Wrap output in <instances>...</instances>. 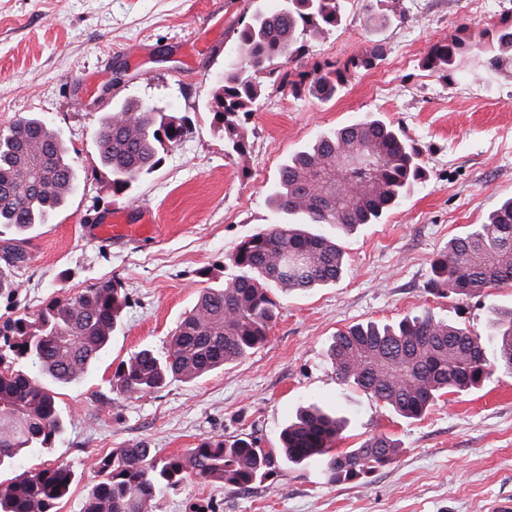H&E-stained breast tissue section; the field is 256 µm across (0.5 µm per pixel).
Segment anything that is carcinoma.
Returning a JSON list of instances; mask_svg holds the SVG:
<instances>
[{
	"label": "carcinoma",
	"mask_w": 512,
	"mask_h": 512,
	"mask_svg": "<svg viewBox=\"0 0 512 512\" xmlns=\"http://www.w3.org/2000/svg\"><path fill=\"white\" fill-rule=\"evenodd\" d=\"M376 5L384 21L402 16L399 0ZM344 9L345 0H288V6L257 12L233 30L234 61L224 67L210 102L228 154L246 163L244 123L265 80L273 77L293 95L307 92L327 101L354 73L375 65L378 46L343 63L304 61L306 42L339 26ZM476 57L494 68L512 67V14L477 40L455 34L436 41L424 65L452 74ZM290 62L294 69L279 70ZM187 131L186 117L135 99L101 116L95 146L112 192L131 195L160 163V152ZM425 179L418 151L382 119L366 117L317 135L282 164L268 195L275 221L238 245L233 277L200 291L166 352L142 349L122 360L110 380L112 391L132 397L156 392L172 379L193 382L263 347L278 318L274 292L335 284L346 266L341 234L379 223ZM79 181L61 130L39 115L19 117L0 133V234L6 229L23 236L47 223ZM0 260V295L12 297L20 284L6 270L26 262L27 254L8 243L0 247ZM509 283L512 197L486 222L448 240L431 260L427 288L463 299ZM127 306L125 289L112 279L0 324V470L53 446L65 429L55 388L88 375ZM329 358L340 382L402 418L420 420L446 393L476 389L496 370L512 375V308H492L484 337L429 312L358 323L336 333ZM342 431V419L305 403L280 432L278 452L288 464L322 463L334 483L360 480L394 462L399 445L385 434L335 451ZM272 458L254 438L229 441L221 435L183 454L159 456L142 444L114 448L96 460L98 481L82 512H160L167 493L186 482L247 490L267 474ZM74 477L69 463L25 470L0 483V512H56Z\"/></svg>",
	"instance_id": "carcinoma-1"
}]
</instances>
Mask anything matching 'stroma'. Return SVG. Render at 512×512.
<instances>
[{
    "label": "stroma",
    "instance_id": "stroma-1",
    "mask_svg": "<svg viewBox=\"0 0 512 512\" xmlns=\"http://www.w3.org/2000/svg\"><path fill=\"white\" fill-rule=\"evenodd\" d=\"M400 3L403 18L369 24L367 0H346L342 24L310 45V59L343 60L375 41L381 60L328 102L266 85L242 164L224 151L210 95L233 56L234 27L278 0H0V131L31 113L45 117L61 129L81 172L67 207L25 243L28 260L12 272L21 288L0 296V322L17 308L34 312L49 297L112 277L129 297L91 375L59 390L63 434L19 463L23 471L75 467L58 512H81L97 481L92 462L112 449L144 443L162 456L182 454L213 435L253 436L274 448L307 399L347 418L339 449L383 433L400 447L394 463L364 482L334 483L321 465L277 458L248 491L189 482L169 494L163 512H498L512 500V377L497 372L478 390L444 394L409 422L343 385L327 355L336 331L357 323L428 312L481 334L492 307L512 306V285L468 299L426 287L430 262L448 240L512 197V70L475 59L444 77L423 65L431 44L458 32L479 37L512 10V0ZM127 99L192 120L191 133L162 152L129 198L113 194L94 150L99 118ZM368 115L413 140L427 180L381 223L346 239L343 278L279 297L266 345L245 358L154 393H114L117 364L144 348L164 351L203 285L230 277L237 245L273 221L269 189L288 156L319 132ZM105 211L147 220L148 229L96 236L95 218Z\"/></svg>",
    "mask_w": 512,
    "mask_h": 512
}]
</instances>
